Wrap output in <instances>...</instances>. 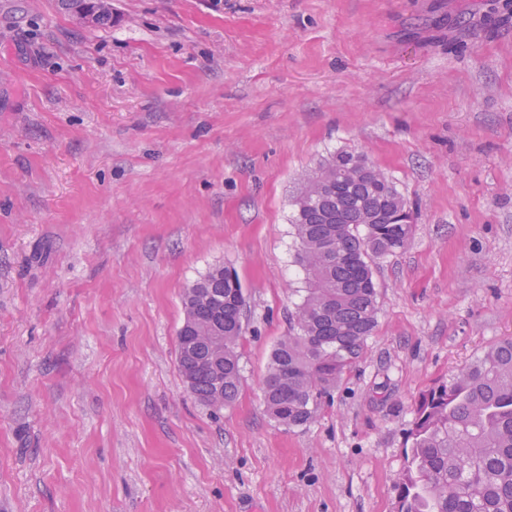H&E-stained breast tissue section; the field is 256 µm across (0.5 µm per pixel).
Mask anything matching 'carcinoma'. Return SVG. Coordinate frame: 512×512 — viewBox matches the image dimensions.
Listing matches in <instances>:
<instances>
[{
	"label": "carcinoma",
	"mask_w": 512,
	"mask_h": 512,
	"mask_svg": "<svg viewBox=\"0 0 512 512\" xmlns=\"http://www.w3.org/2000/svg\"><path fill=\"white\" fill-rule=\"evenodd\" d=\"M365 157L337 152L305 179L291 224L295 263L306 275L292 332L273 348L262 384L267 414L288 428L310 424L323 399L364 356L380 313L374 259L408 244L407 206ZM178 368L188 388L213 407L241 388L246 296L238 278L212 267L182 297ZM224 334V356L188 349L186 336ZM397 512H512V338L497 341L448 382L422 393L406 429Z\"/></svg>",
	"instance_id": "cac0c4a2"
}]
</instances>
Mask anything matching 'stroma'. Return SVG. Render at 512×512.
Wrapping results in <instances>:
<instances>
[{
	"mask_svg": "<svg viewBox=\"0 0 512 512\" xmlns=\"http://www.w3.org/2000/svg\"><path fill=\"white\" fill-rule=\"evenodd\" d=\"M407 201L378 325L308 426L262 382L330 154ZM247 298L242 387L177 364L182 295ZM512 337V0H0V512H396L419 395Z\"/></svg>",
	"mask_w": 512,
	"mask_h": 512,
	"instance_id": "1",
	"label": "stroma"
}]
</instances>
